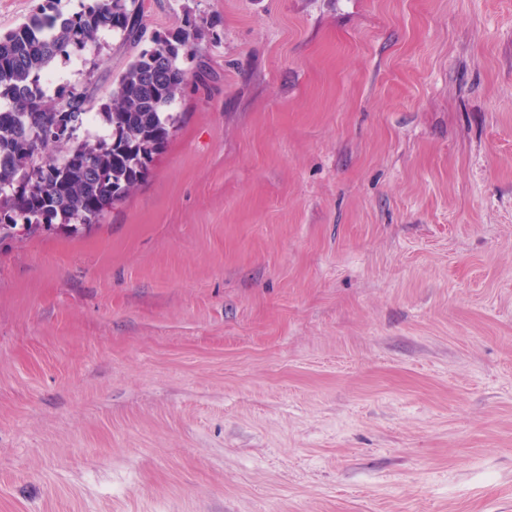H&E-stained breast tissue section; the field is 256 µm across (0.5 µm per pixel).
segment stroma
Instances as JSON below:
<instances>
[{
  "label": "stroma",
  "mask_w": 512,
  "mask_h": 512,
  "mask_svg": "<svg viewBox=\"0 0 512 512\" xmlns=\"http://www.w3.org/2000/svg\"><path fill=\"white\" fill-rule=\"evenodd\" d=\"M184 115L0 241V512H512V0H144Z\"/></svg>",
  "instance_id": "1"
}]
</instances>
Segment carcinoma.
<instances>
[{"instance_id": "obj_1", "label": "carcinoma", "mask_w": 512, "mask_h": 512, "mask_svg": "<svg viewBox=\"0 0 512 512\" xmlns=\"http://www.w3.org/2000/svg\"><path fill=\"white\" fill-rule=\"evenodd\" d=\"M59 2L47 0L0 32V240L19 226L28 234L76 231L126 199L182 121L172 111L187 84L180 58L207 35L188 20L176 33L153 36L112 82L98 105L104 131L91 134L103 36L139 46L144 3L82 0L79 10L65 12ZM71 56L87 65L83 85L47 94L41 74Z\"/></svg>"}]
</instances>
